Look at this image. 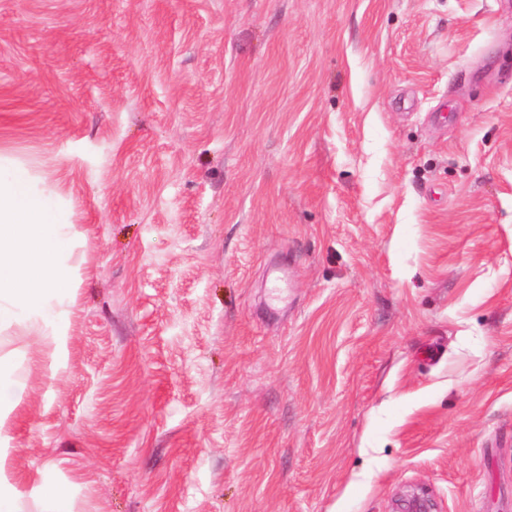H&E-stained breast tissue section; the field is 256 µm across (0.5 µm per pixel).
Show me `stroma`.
I'll return each mask as SVG.
<instances>
[{
  "instance_id": "35a3bbf8",
  "label": "stroma",
  "mask_w": 512,
  "mask_h": 512,
  "mask_svg": "<svg viewBox=\"0 0 512 512\" xmlns=\"http://www.w3.org/2000/svg\"><path fill=\"white\" fill-rule=\"evenodd\" d=\"M0 155L74 212L0 329L75 512H512V0H0ZM390 512H441L428 489L418 487L400 494Z\"/></svg>"
}]
</instances>
